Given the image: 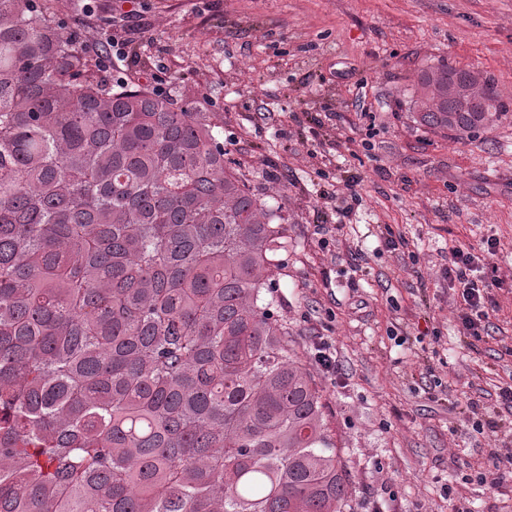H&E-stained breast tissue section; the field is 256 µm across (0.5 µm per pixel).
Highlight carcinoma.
Instances as JSON below:
<instances>
[{"instance_id": "carcinoma-1", "label": "carcinoma", "mask_w": 512, "mask_h": 512, "mask_svg": "<svg viewBox=\"0 0 512 512\" xmlns=\"http://www.w3.org/2000/svg\"><path fill=\"white\" fill-rule=\"evenodd\" d=\"M42 0H0V512H344L288 347V214L202 103L103 76ZM419 77V123L507 110Z\"/></svg>"}]
</instances>
